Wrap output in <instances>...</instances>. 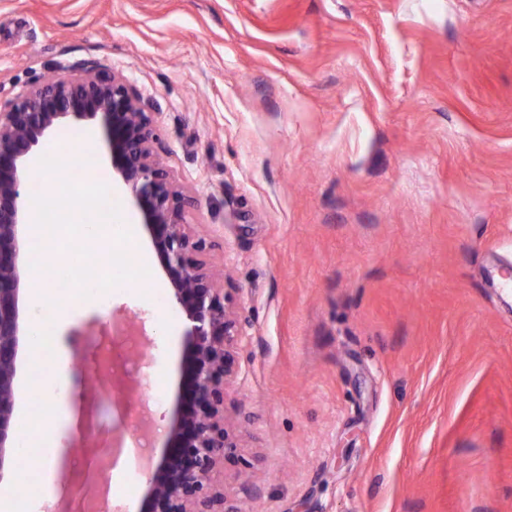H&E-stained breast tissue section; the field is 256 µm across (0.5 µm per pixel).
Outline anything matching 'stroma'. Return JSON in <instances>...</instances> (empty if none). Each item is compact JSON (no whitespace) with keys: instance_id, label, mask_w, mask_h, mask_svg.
<instances>
[{"instance_id":"1","label":"stroma","mask_w":512,"mask_h":512,"mask_svg":"<svg viewBox=\"0 0 512 512\" xmlns=\"http://www.w3.org/2000/svg\"><path fill=\"white\" fill-rule=\"evenodd\" d=\"M95 61L160 105L163 162L246 336L224 492L247 512H512V0H0V101ZM117 209L140 218L120 188ZM148 260L74 300L70 369L141 333L161 459L188 400Z\"/></svg>"}]
</instances>
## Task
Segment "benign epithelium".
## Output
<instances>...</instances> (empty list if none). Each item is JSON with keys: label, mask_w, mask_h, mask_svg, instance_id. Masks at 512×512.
I'll return each mask as SVG.
<instances>
[{"label": "benign epithelium", "mask_w": 512, "mask_h": 512, "mask_svg": "<svg viewBox=\"0 0 512 512\" xmlns=\"http://www.w3.org/2000/svg\"><path fill=\"white\" fill-rule=\"evenodd\" d=\"M159 104L137 93L121 73L96 62L62 69L35 81L14 99L0 104V471L15 455L16 365L29 330L20 302L28 287V239L24 200L27 174L44 138L69 119L100 120L108 139L112 178L130 192L141 224L159 254L181 309L190 352V399L177 411L170 429L174 450L142 467L148 512H241L214 480L220 464L233 457L237 441L225 422L226 387L237 373V346L246 320L231 294L199 259L207 244L195 238L185 213L198 199L171 176L162 162L165 146L153 122ZM104 378L126 414L132 393L117 387L106 364L81 370V378ZM89 459H113L86 429Z\"/></svg>", "instance_id": "obj_1"}]
</instances>
